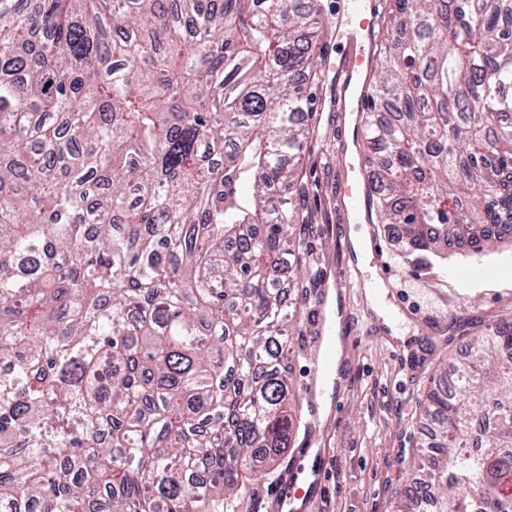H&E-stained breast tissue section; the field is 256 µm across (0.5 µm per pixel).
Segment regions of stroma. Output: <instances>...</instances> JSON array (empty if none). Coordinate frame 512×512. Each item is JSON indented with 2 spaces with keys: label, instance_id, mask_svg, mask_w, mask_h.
Wrapping results in <instances>:
<instances>
[{
  "label": "stroma",
  "instance_id": "obj_1",
  "mask_svg": "<svg viewBox=\"0 0 512 512\" xmlns=\"http://www.w3.org/2000/svg\"><path fill=\"white\" fill-rule=\"evenodd\" d=\"M343 52L335 28L326 29L321 72L308 81L321 137L302 165L310 221L297 235L312 280L288 356L302 426L277 461L257 463L258 478L247 493L231 495L230 512H295L301 502L288 492L292 481L311 492L308 512H395L425 440L420 415L432 376L458 355L463 334L512 318L510 241L478 255L451 249L424 263L374 223L367 237L380 244V257L356 261L357 226L342 219L348 200L340 191L356 176L355 116L319 101ZM376 277L383 286L373 303L367 289ZM325 321L335 325L336 368L327 394L316 398L310 385ZM274 486L276 509L267 499Z\"/></svg>",
  "mask_w": 512,
  "mask_h": 512
}]
</instances>
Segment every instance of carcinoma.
Masks as SVG:
<instances>
[{
    "instance_id": "cac0c4a2",
    "label": "carcinoma",
    "mask_w": 512,
    "mask_h": 512,
    "mask_svg": "<svg viewBox=\"0 0 512 512\" xmlns=\"http://www.w3.org/2000/svg\"><path fill=\"white\" fill-rule=\"evenodd\" d=\"M378 222L475 254L512 212V0H384ZM318 0H0V512H224L298 430L300 72ZM397 512H512V320L426 395Z\"/></svg>"
}]
</instances>
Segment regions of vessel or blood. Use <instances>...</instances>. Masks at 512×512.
I'll list each match as a JSON object with an SVG mask.
<instances>
[{
    "label": "vessel or blood",
    "instance_id": "vessel-or-blood-1",
    "mask_svg": "<svg viewBox=\"0 0 512 512\" xmlns=\"http://www.w3.org/2000/svg\"><path fill=\"white\" fill-rule=\"evenodd\" d=\"M377 13L373 0H339L336 9L338 37L346 41V51L336 68L329 93L335 96L340 108L360 111L367 85L362 82V73L370 72L375 55V28ZM344 193L349 206L348 221L357 224L371 223V189L366 183L345 185Z\"/></svg>",
    "mask_w": 512,
    "mask_h": 512
}]
</instances>
